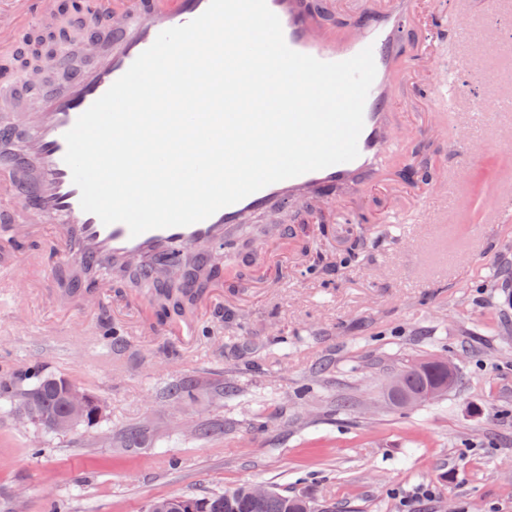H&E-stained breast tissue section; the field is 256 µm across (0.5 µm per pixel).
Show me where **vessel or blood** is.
Wrapping results in <instances>:
<instances>
[{
    "instance_id": "b4317fda",
    "label": "vessel or blood",
    "mask_w": 512,
    "mask_h": 512,
    "mask_svg": "<svg viewBox=\"0 0 512 512\" xmlns=\"http://www.w3.org/2000/svg\"><path fill=\"white\" fill-rule=\"evenodd\" d=\"M209 0H85L89 29L105 39H86L87 63L60 87L34 82V105L0 125L13 133L0 145V223L21 236L51 235L58 250L90 264V286L108 294L113 281L132 269L148 268L152 278L175 277L185 256L210 264L215 244L236 239L255 216L281 214L286 207L307 209L340 198H353L391 184L392 168L414 165L406 151L407 133L423 136L448 129L443 107L453 61L439 52L448 39L436 16V0H357L351 23L327 26L314 0H267L279 17L286 44L325 62L344 61L372 48L376 76L364 107L359 155L346 163L270 184L201 222L153 229L131 236L125 224H103L80 206V191L64 162L65 133L140 53L168 28L186 24L205 11ZM57 0H0V52L13 46L21 25L53 21ZM424 103L427 124L401 128L394 107L401 91ZM447 170H436L434 185L416 188L414 208L431 210L444 224L448 213L429 204L448 186Z\"/></svg>"
}]
</instances>
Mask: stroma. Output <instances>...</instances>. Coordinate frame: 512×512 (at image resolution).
I'll return each mask as SVG.
<instances>
[{"mask_svg":"<svg viewBox=\"0 0 512 512\" xmlns=\"http://www.w3.org/2000/svg\"><path fill=\"white\" fill-rule=\"evenodd\" d=\"M452 75L469 99L448 102V133L429 142L466 196L447 238L384 221L402 183L373 189L364 219L274 254L250 278L245 238L197 311L200 335H139L109 344L103 325L133 318L141 290L118 285L69 311L31 310L30 281L59 293L71 262L0 267V512H146L159 497L205 496L243 484L306 496L316 512H512V206L484 223L486 192L504 172L486 107L512 86V10L495 14L496 44L471 55L467 17L487 0H439ZM465 132L468 152L450 141ZM449 358L461 382L441 403L387 409L385 380L405 361ZM37 376L69 378L98 396L94 425L51 432L20 420ZM191 382L185 399L170 387ZM140 431L137 440L127 429Z\"/></svg>","mask_w":512,"mask_h":512,"instance_id":"35a3bbf8","label":"stroma"}]
</instances>
